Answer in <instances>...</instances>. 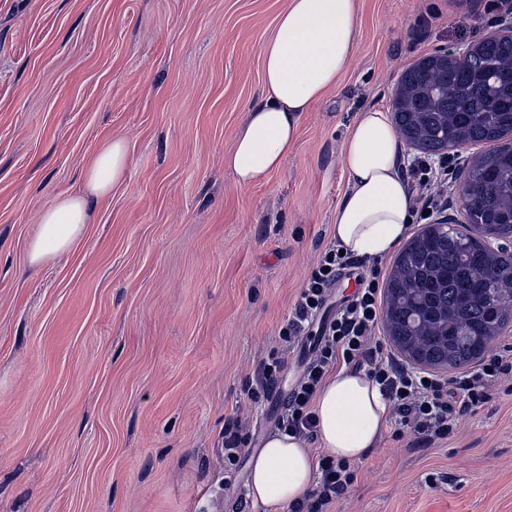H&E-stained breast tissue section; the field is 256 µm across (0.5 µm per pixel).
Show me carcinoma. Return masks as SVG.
I'll use <instances>...</instances> for the list:
<instances>
[{
	"mask_svg": "<svg viewBox=\"0 0 512 512\" xmlns=\"http://www.w3.org/2000/svg\"><path fill=\"white\" fill-rule=\"evenodd\" d=\"M395 105L401 134L424 153L490 146L464 175L466 223L416 234L386 283L394 345L426 367L463 368L512 318V254L487 248L512 240V35L483 39L461 60L423 58L401 76Z\"/></svg>",
	"mask_w": 512,
	"mask_h": 512,
	"instance_id": "1",
	"label": "carcinoma"
}]
</instances>
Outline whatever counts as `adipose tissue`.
<instances>
[{"instance_id":"adipose-tissue-1","label":"adipose tissue","mask_w":512,"mask_h":512,"mask_svg":"<svg viewBox=\"0 0 512 512\" xmlns=\"http://www.w3.org/2000/svg\"><path fill=\"white\" fill-rule=\"evenodd\" d=\"M360 29V0H288L261 49L265 94L248 108L224 156L238 184L258 183L280 169L297 145L304 113L336 88L353 63ZM342 164L348 182L331 236L345 253L386 257L406 237L413 212L403 173L404 147L389 111L358 113L343 145ZM129 166L125 138L105 142L84 165L81 190L58 195L42 211L29 245L30 264L67 251ZM313 411L314 441L323 452L358 461L374 448L388 402L364 373L344 369L327 380ZM309 443L283 432L265 439L252 459L247 484L254 504L284 512L312 488L317 466Z\"/></svg>"}]
</instances>
